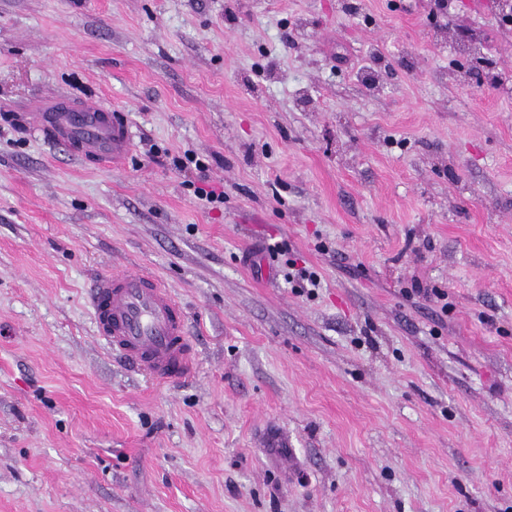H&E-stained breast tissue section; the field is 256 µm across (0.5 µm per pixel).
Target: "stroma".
Here are the masks:
<instances>
[{"label": "stroma", "mask_w": 512, "mask_h": 512, "mask_svg": "<svg viewBox=\"0 0 512 512\" xmlns=\"http://www.w3.org/2000/svg\"><path fill=\"white\" fill-rule=\"evenodd\" d=\"M450 2L0 0V512H512V24ZM43 95L123 112L125 167ZM124 267L191 381L96 336ZM22 118L29 129L69 153L110 168L122 167L132 150L128 125L117 110L52 97L41 100L33 112H23ZM89 300L96 335L128 367L162 383L192 378L196 353L185 312L152 275L135 269L102 273Z\"/></svg>", "instance_id": "stroma-1"}]
</instances>
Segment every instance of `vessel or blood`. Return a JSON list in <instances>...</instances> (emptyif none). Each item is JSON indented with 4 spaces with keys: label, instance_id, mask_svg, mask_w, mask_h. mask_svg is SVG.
<instances>
[{
    "label": "vessel or blood",
    "instance_id": "1",
    "mask_svg": "<svg viewBox=\"0 0 512 512\" xmlns=\"http://www.w3.org/2000/svg\"><path fill=\"white\" fill-rule=\"evenodd\" d=\"M22 118L31 130L88 161L119 168L132 150L128 125L117 111L46 98ZM89 300L97 336L128 367L162 383L192 378L196 353L185 312L152 275L135 269L102 273Z\"/></svg>",
    "mask_w": 512,
    "mask_h": 512
}]
</instances>
